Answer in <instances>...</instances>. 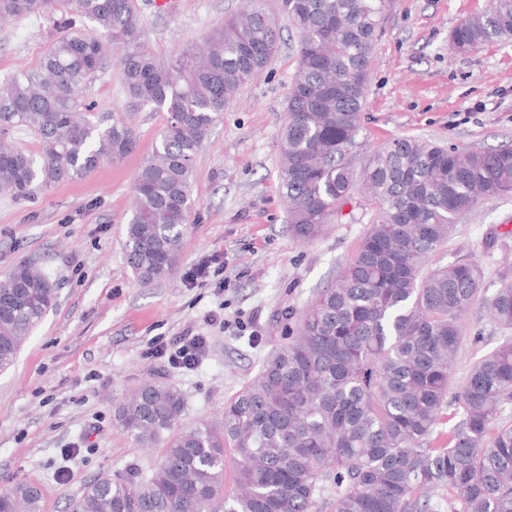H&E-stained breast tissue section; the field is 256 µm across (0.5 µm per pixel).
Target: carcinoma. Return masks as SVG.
I'll return each instance as SVG.
<instances>
[{"instance_id":"1","label":"carcinoma","mask_w":512,"mask_h":512,"mask_svg":"<svg viewBox=\"0 0 512 512\" xmlns=\"http://www.w3.org/2000/svg\"><path fill=\"white\" fill-rule=\"evenodd\" d=\"M257 0L224 18L202 43L168 61L141 42L135 0H0V21L58 13L40 68L0 81V191L28 200L79 179L137 144L130 117L80 112L81 95L115 59L129 111L167 113L135 177L125 251L139 283L177 264L193 208L198 153L236 92L298 34V65L280 130L282 195L292 234L310 242L353 199V164L371 225L335 285L321 291L254 380L224 405L219 423L182 427L174 386L150 381L118 407L137 443L161 447L149 476L102 475L67 512H512V336L475 361L453 398L461 316L481 302L512 330V284L482 293L483 271L461 259L425 267L455 224L482 202L512 193V144L443 146L415 137L368 149L358 140L369 63L392 0ZM94 29H84L85 22ZM512 38V0H491L448 36L469 53ZM39 140L19 148L12 131ZM56 296L27 263L0 279V371ZM448 441L436 434L448 410ZM238 493L224 494V449ZM43 492L23 481L0 493V512H42Z\"/></svg>"}]
</instances>
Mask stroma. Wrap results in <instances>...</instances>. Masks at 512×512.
I'll return each mask as SVG.
<instances>
[{
	"mask_svg": "<svg viewBox=\"0 0 512 512\" xmlns=\"http://www.w3.org/2000/svg\"><path fill=\"white\" fill-rule=\"evenodd\" d=\"M143 39L171 57L198 41L247 0H176L172 11L137 0ZM490 0H393L370 63L361 140L373 146L403 136L445 146L512 142V40L468 54L448 49L450 31ZM51 15L0 24V79L38 68L54 35ZM297 35L287 30L266 69L243 86L211 128L197 157L182 258L165 277L137 282L124 249L135 175L166 115H132L137 147L85 177L52 186L29 202L0 192V276L22 262L56 286V300L0 371V493L38 481L43 512L68 501L103 474L150 475L160 449L137 445L114 414L146 381L182 394V424L221 417L287 342L302 311L333 285L370 226L362 197L305 244L288 227L279 171V133L297 67ZM91 111L124 114L128 97L115 65L88 84ZM204 258L222 278L189 288L185 269ZM460 258L483 270V292L512 282V196L472 209L433 257L431 268ZM453 365L462 380L502 332L473 305ZM192 331L209 340L198 370L178 374L151 357L154 342ZM77 449L66 459L65 449ZM70 476L61 479V468Z\"/></svg>",
	"mask_w": 512,
	"mask_h": 512,
	"instance_id": "obj_1",
	"label": "stroma"
}]
</instances>
